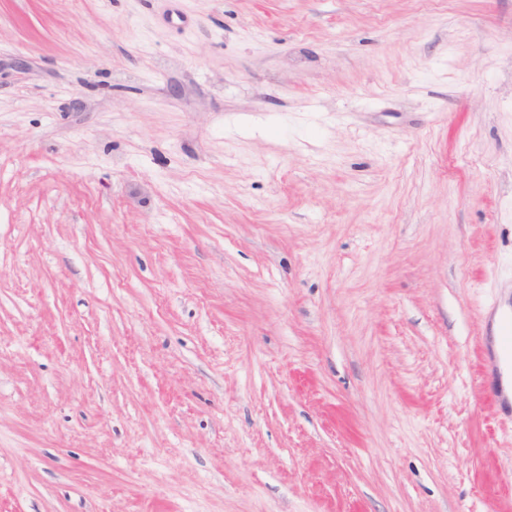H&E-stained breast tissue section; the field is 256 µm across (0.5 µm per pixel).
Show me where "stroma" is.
<instances>
[{"label":"stroma","instance_id":"35a3bbf8","mask_svg":"<svg viewBox=\"0 0 512 512\" xmlns=\"http://www.w3.org/2000/svg\"><path fill=\"white\" fill-rule=\"evenodd\" d=\"M512 0H0V512H512Z\"/></svg>","mask_w":512,"mask_h":512}]
</instances>
